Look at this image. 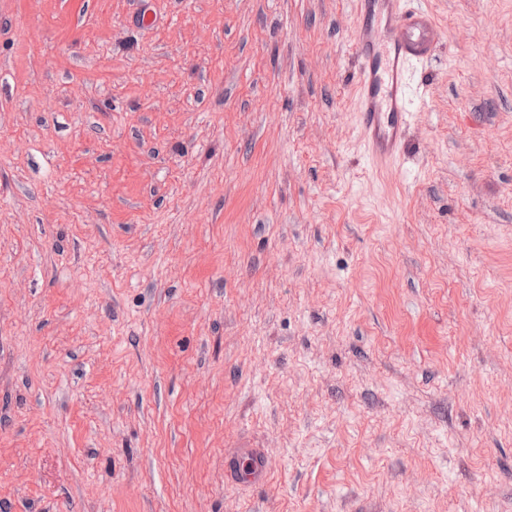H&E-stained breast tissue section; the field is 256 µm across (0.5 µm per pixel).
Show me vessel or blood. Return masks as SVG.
Segmentation results:
<instances>
[{"label": "vessel or blood", "instance_id": "b4317fda", "mask_svg": "<svg viewBox=\"0 0 512 512\" xmlns=\"http://www.w3.org/2000/svg\"><path fill=\"white\" fill-rule=\"evenodd\" d=\"M352 44L358 62V112L373 164L405 152V130L416 94L412 67L432 60L441 27L412 0H357Z\"/></svg>", "mask_w": 512, "mask_h": 512}]
</instances>
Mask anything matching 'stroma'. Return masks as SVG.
Instances as JSON below:
<instances>
[{
	"label": "stroma",
	"mask_w": 512,
	"mask_h": 512,
	"mask_svg": "<svg viewBox=\"0 0 512 512\" xmlns=\"http://www.w3.org/2000/svg\"><path fill=\"white\" fill-rule=\"evenodd\" d=\"M424 2L377 171L355 0H0V512H512V0Z\"/></svg>",
	"instance_id": "obj_1"
}]
</instances>
